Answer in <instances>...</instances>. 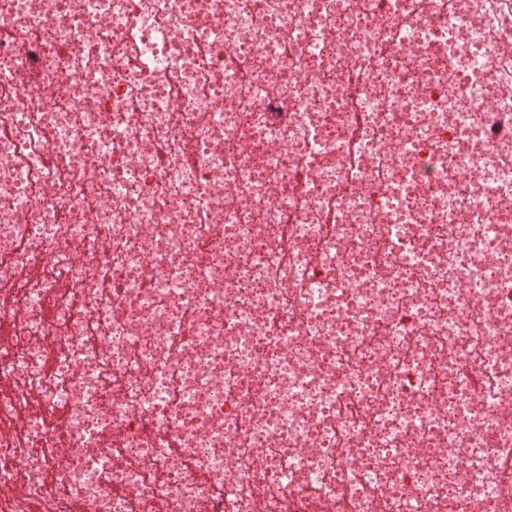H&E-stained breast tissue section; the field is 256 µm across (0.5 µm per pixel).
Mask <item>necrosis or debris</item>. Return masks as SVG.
Here are the masks:
<instances>
[{
	"instance_id": "4bbe7bcc",
	"label": "necrosis or debris",
	"mask_w": 512,
	"mask_h": 512,
	"mask_svg": "<svg viewBox=\"0 0 512 512\" xmlns=\"http://www.w3.org/2000/svg\"><path fill=\"white\" fill-rule=\"evenodd\" d=\"M1 286L0 512H512V0H0Z\"/></svg>"
}]
</instances>
